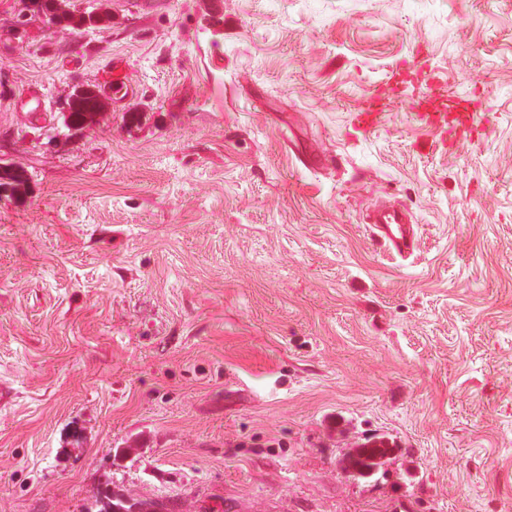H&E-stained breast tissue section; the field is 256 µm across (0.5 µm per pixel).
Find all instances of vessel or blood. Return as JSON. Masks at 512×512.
Listing matches in <instances>:
<instances>
[{"instance_id":"obj_1","label":"vessel or blood","mask_w":512,"mask_h":512,"mask_svg":"<svg viewBox=\"0 0 512 512\" xmlns=\"http://www.w3.org/2000/svg\"><path fill=\"white\" fill-rule=\"evenodd\" d=\"M410 100L419 122L458 136L473 134L478 126V101L447 94V80L435 68L424 50H416L412 60L392 67L386 78L368 91L355 108L354 124L371 131L381 112L395 101ZM373 239L392 252L405 256L417 245V231L406 209L379 203L367 213Z\"/></svg>"}]
</instances>
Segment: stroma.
Here are the masks:
<instances>
[{
	"label": "stroma",
	"mask_w": 512,
	"mask_h": 512,
	"mask_svg": "<svg viewBox=\"0 0 512 512\" xmlns=\"http://www.w3.org/2000/svg\"><path fill=\"white\" fill-rule=\"evenodd\" d=\"M64 2L107 19L0 0V512H512V0ZM420 47L479 93L472 139L352 127ZM18 2V16L23 21H28L32 18H39L48 20V22L52 25H58L62 22L60 21L59 23V16L67 13V10L63 6L60 7V11H57L55 6H53L52 10H47V4H45L46 8L44 6L41 7L40 5L45 3L42 0H39L38 2L33 0H19ZM99 101L96 97L92 95H85L69 105L68 109L65 107L63 112H60V115L57 119L56 126V134L53 137L55 141L60 137L65 136V134L59 133L60 127L59 124L62 121V125L64 128H69V120L70 124L75 128H84L89 124H93L95 122V116L97 114ZM98 112H105V107H100ZM373 240L400 255H411L417 245L415 224L406 209L395 204L378 203L367 213ZM379 444L377 445L375 441L371 445H363L361 448H357L355 453L349 457V467L361 477L373 475L374 468L384 464L379 460L392 451L391 448H387L384 441H380Z\"/></svg>",
	"instance_id": "stroma-1"
}]
</instances>
